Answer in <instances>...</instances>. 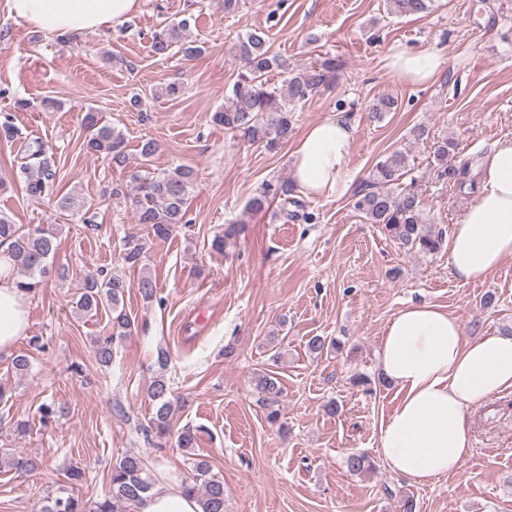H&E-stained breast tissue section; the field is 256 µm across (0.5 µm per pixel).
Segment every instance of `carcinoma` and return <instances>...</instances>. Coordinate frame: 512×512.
Here are the masks:
<instances>
[{"label":"carcinoma","mask_w":512,"mask_h":512,"mask_svg":"<svg viewBox=\"0 0 512 512\" xmlns=\"http://www.w3.org/2000/svg\"><path fill=\"white\" fill-rule=\"evenodd\" d=\"M433 2L387 0V6L392 14L419 17L431 12ZM188 28L189 22L184 19L156 29L151 36L152 52L166 57L177 47L185 59L197 58L202 53V46L187 34ZM236 52L242 62L241 71L225 96L224 107L213 113L212 123L240 139L267 148L288 141L293 132L296 105L308 101L328 83L329 74L335 70L333 62L296 69L287 59L270 52L263 30L245 33L236 44ZM273 71L284 76L282 85L268 82L267 75ZM84 124L88 132L85 137L88 151L105 154L118 162L125 158V139L121 132L103 123L95 112L86 113ZM453 149V143L446 138L434 144L437 178L461 190L467 187L473 193L476 184L463 180L466 170L448 163ZM54 166L53 155L43 143L34 141L25 146L18 176L28 195L40 197L49 193L55 176ZM411 171L407 152H392L372 169L365 188L356 193L354 208L365 223L380 226L384 234L405 252L434 255L447 246L448 240L445 230L433 224L425 214L422 194L415 188ZM407 177L410 178L408 185L404 183ZM129 178L135 184L136 194L132 195L131 204L136 223L146 226L153 240L168 239L177 225L184 223L187 197L195 181L194 171L177 167L151 177L133 171ZM293 191V185L287 181L268 182L250 200L249 209L261 212L277 201L284 218H295L297 214L288 209L290 205H299L293 198ZM58 246V232L53 224L24 231L21 226L0 218V247L7 249L14 264L25 273V278L18 281V287L26 293L39 288L51 274L49 258L56 254ZM145 251L142 238L130 235L124 242L123 260L135 267L142 261ZM126 288L128 285L119 275L107 274L102 269L90 273L76 308L89 314L108 305L112 337L128 336L133 322L124 308ZM136 288L146 302L157 298L156 282L149 275L141 276ZM336 346V341L325 336H313L307 342L308 352L317 357ZM255 386L261 394L260 403L266 411L267 421L277 423L282 395L279 378L271 371H263L255 377ZM148 396L155 405L154 428L160 435L170 433L172 393L164 374L154 377ZM197 439L196 430L191 427L184 428L177 436L179 448L192 457V475L182 490L198 501L202 512H224V481L211 472L207 461L194 457ZM41 466L42 460L35 456H17L9 448H0V470L34 472ZM152 487L146 460L136 453H128L112 465L111 490L93 505L92 512H129L150 496ZM41 512H86V506L79 497L68 493L51 498Z\"/></svg>","instance_id":"obj_1"}]
</instances>
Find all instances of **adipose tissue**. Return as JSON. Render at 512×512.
<instances>
[{
  "mask_svg": "<svg viewBox=\"0 0 512 512\" xmlns=\"http://www.w3.org/2000/svg\"><path fill=\"white\" fill-rule=\"evenodd\" d=\"M12 16L55 35L87 34L136 13L141 0H9ZM445 61L436 52L390 47L383 65L398 80L426 86ZM353 125L335 116L310 125L292 153V180L312 199L351 193ZM512 256V140L499 141L482 164L479 187L448 237V270L469 282L485 279ZM27 295L8 254H0V354L28 329ZM379 372L400 399L381 420L380 456L409 482L426 484L457 472L472 453L471 413L512 390V334L464 341L460 319L434 304H414L386 324Z\"/></svg>",
  "mask_w": 512,
  "mask_h": 512,
  "instance_id": "adipose-tissue-1",
  "label": "adipose tissue"
}]
</instances>
